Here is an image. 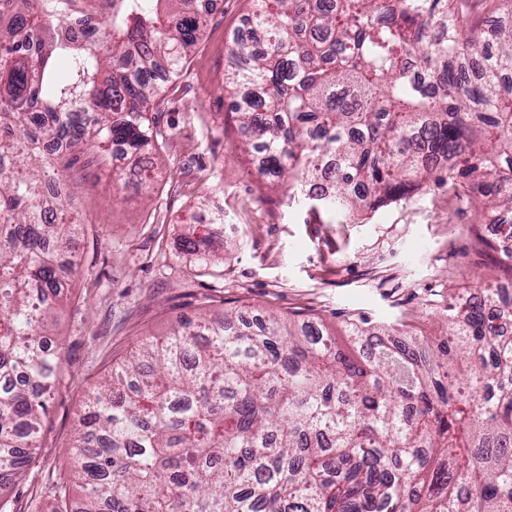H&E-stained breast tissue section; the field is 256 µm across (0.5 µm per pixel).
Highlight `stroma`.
Returning <instances> with one entry per match:
<instances>
[{"label":"stroma","mask_w":512,"mask_h":512,"mask_svg":"<svg viewBox=\"0 0 512 512\" xmlns=\"http://www.w3.org/2000/svg\"><path fill=\"white\" fill-rule=\"evenodd\" d=\"M254 9L253 0H214L179 76L163 81L153 112L167 136L150 198L116 191L96 149L59 160V178L80 186L74 205L88 230L70 243L78 265L54 317L61 384L25 479L0 482L6 512H55L86 393L140 340L166 336L202 304L333 328L364 318L438 337L449 292L512 275L501 239L476 235L481 197L463 202L431 183L345 220L267 188L239 149L242 130L224 88L228 47ZM218 209L224 264L194 269L181 251L185 227Z\"/></svg>","instance_id":"35a3bbf8"}]
</instances>
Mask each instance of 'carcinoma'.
Listing matches in <instances>:
<instances>
[{"instance_id": "cac0c4a2", "label": "carcinoma", "mask_w": 512, "mask_h": 512, "mask_svg": "<svg viewBox=\"0 0 512 512\" xmlns=\"http://www.w3.org/2000/svg\"><path fill=\"white\" fill-rule=\"evenodd\" d=\"M224 81L259 176L304 191L336 165L342 217L431 178L512 195V25L485 50L471 0H254ZM208 0H0V471L24 477L58 383L47 352L62 260L84 225L58 153L108 143L122 188L149 191V115ZM191 224L197 268L224 259ZM436 340L209 310L145 340L85 401L60 512H512V304L451 295Z\"/></svg>"}]
</instances>
